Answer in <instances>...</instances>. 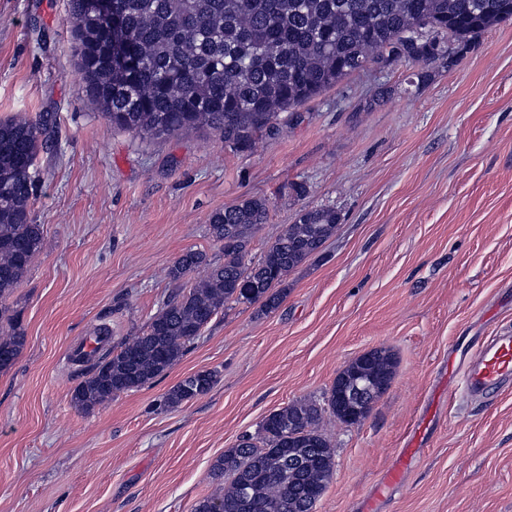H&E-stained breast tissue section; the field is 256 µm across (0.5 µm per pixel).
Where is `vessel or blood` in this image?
<instances>
[{"label": "vessel or blood", "instance_id": "vessel-or-blood-1", "mask_svg": "<svg viewBox=\"0 0 512 512\" xmlns=\"http://www.w3.org/2000/svg\"><path fill=\"white\" fill-rule=\"evenodd\" d=\"M459 365L463 371L464 391L471 397L512 382V332L482 338L475 348L462 355ZM422 435V428L414 429L406 446L399 450L393 467L362 504L361 512H377V503L384 493L402 483L417 458Z\"/></svg>", "mask_w": 512, "mask_h": 512}]
</instances>
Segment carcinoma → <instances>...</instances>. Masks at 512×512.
Masks as SVG:
<instances>
[{
    "label": "carcinoma",
    "mask_w": 512,
    "mask_h": 512,
    "mask_svg": "<svg viewBox=\"0 0 512 512\" xmlns=\"http://www.w3.org/2000/svg\"><path fill=\"white\" fill-rule=\"evenodd\" d=\"M140 65L112 67V23L95 16L92 0H70L78 43L79 83L114 127L159 138L209 128L233 146L252 145L273 129L279 112L332 87L369 61H434L440 39L456 40L512 20V0H112ZM50 118L0 122V371L22 353L26 336L5 305L39 253L44 225L31 206L40 179L39 154ZM269 205L247 198L213 211L208 233L224 261L189 249L168 268L179 283L206 274L169 297L135 336L96 359L71 401L83 412L167 373L230 301L276 308L288 273L336 233V210H303L253 265L244 258L267 223ZM393 355L352 361L336 383L379 390L391 383ZM214 369L173 385L159 407L171 409L207 394ZM323 408L300 400L269 414L258 436L242 440L213 464L222 479L194 512H307L334 470V450L322 432Z\"/></svg>",
    "instance_id": "cac0c4a2"
}]
</instances>
